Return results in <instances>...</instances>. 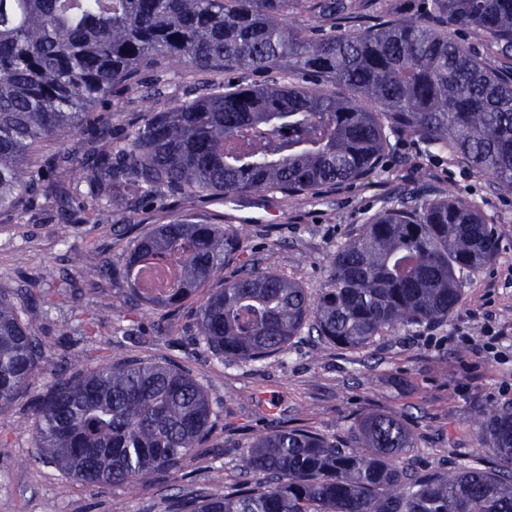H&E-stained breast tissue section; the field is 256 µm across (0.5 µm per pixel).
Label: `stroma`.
Masks as SVG:
<instances>
[{
    "mask_svg": "<svg viewBox=\"0 0 512 512\" xmlns=\"http://www.w3.org/2000/svg\"><path fill=\"white\" fill-rule=\"evenodd\" d=\"M141 76L146 89H160V109L195 98L204 79L176 58L143 66ZM391 144L374 173L296 204L277 192L150 198L133 212L103 211L66 240L52 208L0 215V294L24 309L44 345L41 372L0 413V512H168L167 497L176 490L221 494L240 482L230 444H250L280 426L344 443L368 412L398 416L412 430L416 445L398 465L445 473L485 457L470 425L475 410L512 405V190L450 157L424 153L410 138ZM448 194L478 204L501 236L497 258L468 278L447 323L400 329L361 351L296 336L282 352L228 366L197 345L194 303L175 312L144 303L131 320L113 311L130 293L134 240L173 214L243 228L254 261L274 253L277 271L314 299L331 283L336 245L357 235L386 203ZM83 272L96 273L95 286L80 280ZM65 277L77 281L75 298L43 305L39 293ZM83 308L107 316L96 342L80 330ZM105 357L181 367L202 382L216 412L208 436L151 484L104 490L36 458L35 398L59 370L79 376Z\"/></svg>",
    "mask_w": 512,
    "mask_h": 512,
    "instance_id": "35a3bbf8",
    "label": "stroma"
}]
</instances>
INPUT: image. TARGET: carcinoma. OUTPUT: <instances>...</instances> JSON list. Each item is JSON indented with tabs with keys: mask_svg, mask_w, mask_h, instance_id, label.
I'll return each instance as SVG.
<instances>
[{
	"mask_svg": "<svg viewBox=\"0 0 512 512\" xmlns=\"http://www.w3.org/2000/svg\"><path fill=\"white\" fill-rule=\"evenodd\" d=\"M376 0H0V214L39 201L67 239L90 210L130 211L153 195L205 198L274 191L297 203L375 170L390 137L407 134L498 186L512 188V0H426L415 15ZM316 25L298 27L288 11ZM484 34L503 59L488 68L450 35ZM177 55L189 66L276 73L167 110L147 112L117 143L100 102L141 92L139 67ZM346 88L351 96L320 89ZM79 135L78 152L32 163L41 143ZM499 234L465 199L412 198L370 218L331 254V284L312 300L256 267L241 231L175 214L134 242L128 271L174 269L160 283L172 307L226 263L209 291L196 341L218 360L258 361L302 332L362 350L405 326L446 322L464 279L492 262ZM41 343L0 297V410L41 371ZM36 458L83 485L152 481L177 467L212 426L204 386L175 366L104 362L57 376L35 404ZM470 424L491 452L421 474L395 463L414 447L397 416L368 413L348 446L283 427L237 449L248 481L224 495L176 501L171 512H512V406Z\"/></svg>",
	"mask_w": 512,
	"mask_h": 512,
	"instance_id": "carcinoma-1",
	"label": "carcinoma"
}]
</instances>
